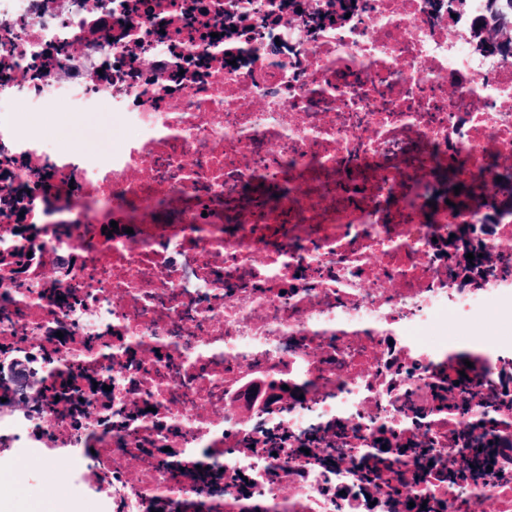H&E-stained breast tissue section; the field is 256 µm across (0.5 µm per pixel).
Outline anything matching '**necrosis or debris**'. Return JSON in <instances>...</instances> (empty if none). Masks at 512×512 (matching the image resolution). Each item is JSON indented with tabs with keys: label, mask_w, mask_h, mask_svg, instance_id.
<instances>
[{
	"label": "necrosis or debris",
	"mask_w": 512,
	"mask_h": 512,
	"mask_svg": "<svg viewBox=\"0 0 512 512\" xmlns=\"http://www.w3.org/2000/svg\"><path fill=\"white\" fill-rule=\"evenodd\" d=\"M82 3L0 0V185L39 219L0 297V359L67 382L0 418V460L65 459L72 495L107 512H470L479 495L512 512V428L487 451L471 425L512 420V346L464 371L424 342L512 312V218L488 230L442 203L414 224L391 203L433 156L469 173L512 151V59L471 32L484 0L453 19L448 0H112L78 63ZM108 55L150 66L99 74ZM57 102L133 137L61 155L20 126Z\"/></svg>",
	"instance_id": "4bbe7bcc"
}]
</instances>
